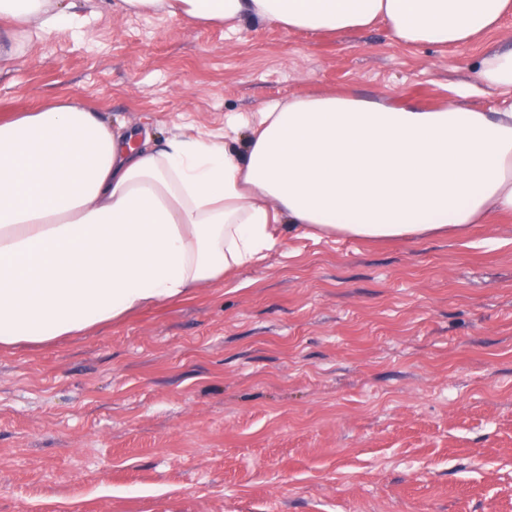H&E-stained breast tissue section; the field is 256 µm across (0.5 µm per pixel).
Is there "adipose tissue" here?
Segmentation results:
<instances>
[{
  "instance_id": "1",
  "label": "adipose tissue",
  "mask_w": 512,
  "mask_h": 512,
  "mask_svg": "<svg viewBox=\"0 0 512 512\" xmlns=\"http://www.w3.org/2000/svg\"><path fill=\"white\" fill-rule=\"evenodd\" d=\"M132 12L276 22L347 35L378 24L452 48L500 28L512 0H122ZM71 18L63 0H0L17 58L28 29ZM224 136L136 139L76 101L0 119V348L87 333L210 287L304 235H466L512 215V109L299 97Z\"/></svg>"
}]
</instances>
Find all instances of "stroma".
<instances>
[{
  "instance_id": "35a3bbf8",
  "label": "stroma",
  "mask_w": 512,
  "mask_h": 512,
  "mask_svg": "<svg viewBox=\"0 0 512 512\" xmlns=\"http://www.w3.org/2000/svg\"><path fill=\"white\" fill-rule=\"evenodd\" d=\"M74 2L0 72V117L73 98L161 143L326 92L512 106L476 74L512 16L445 49ZM0 512H512V221L289 231L194 295L0 350Z\"/></svg>"
}]
</instances>
